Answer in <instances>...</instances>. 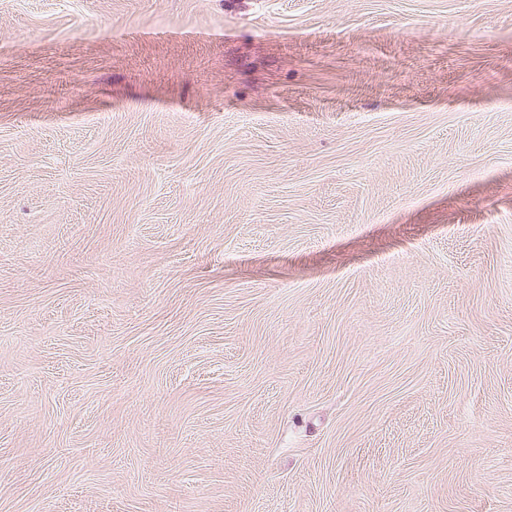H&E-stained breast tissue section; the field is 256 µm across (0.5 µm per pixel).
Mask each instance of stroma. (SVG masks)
Instances as JSON below:
<instances>
[{
    "label": "stroma",
    "instance_id": "1",
    "mask_svg": "<svg viewBox=\"0 0 512 512\" xmlns=\"http://www.w3.org/2000/svg\"><path fill=\"white\" fill-rule=\"evenodd\" d=\"M0 512H512V0H0Z\"/></svg>",
    "mask_w": 512,
    "mask_h": 512
}]
</instances>
